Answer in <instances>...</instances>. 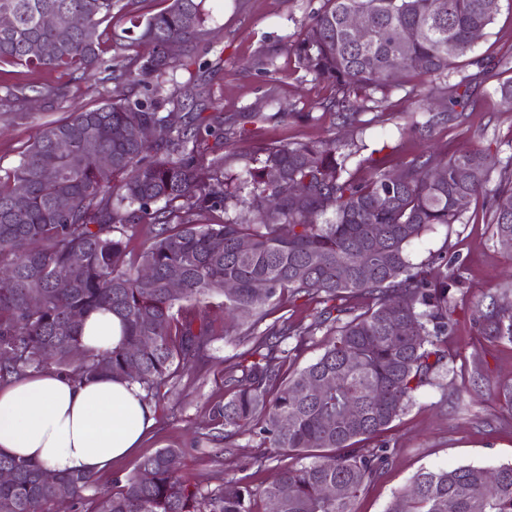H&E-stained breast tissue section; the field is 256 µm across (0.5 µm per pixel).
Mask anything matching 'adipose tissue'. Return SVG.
I'll list each match as a JSON object with an SVG mask.
<instances>
[{
    "label": "adipose tissue",
    "mask_w": 512,
    "mask_h": 512,
    "mask_svg": "<svg viewBox=\"0 0 512 512\" xmlns=\"http://www.w3.org/2000/svg\"><path fill=\"white\" fill-rule=\"evenodd\" d=\"M124 341L116 315L98 310L87 317L85 351L102 354ZM155 424L144 389L126 379L78 382L51 368L0 384V455L53 472L95 475L131 455Z\"/></svg>",
    "instance_id": "adipose-tissue-1"
}]
</instances>
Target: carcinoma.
Wrapping results in <instances>:
<instances>
[{"mask_svg": "<svg viewBox=\"0 0 512 512\" xmlns=\"http://www.w3.org/2000/svg\"><path fill=\"white\" fill-rule=\"evenodd\" d=\"M168 2L136 24L128 44L149 48L122 65L141 95L46 123L18 162L0 169V381L53 365L78 381L125 378L155 396L207 356L215 323L190 308L219 299L224 338L241 325L249 344L224 367V399L212 406L211 424L224 431L226 448L244 434L257 439L265 452L253 464L274 466L276 476L259 487L248 475L226 477L205 492L170 464L178 450L161 448L116 476L112 494L85 498L92 477L82 472L59 476L64 496L41 482L43 468L1 457L0 469L15 471V479L0 483V512H47L65 498L81 512H268L275 498L278 512H353L357 493L391 461L383 434L446 358L451 289L464 285L447 253L414 264L408 248L434 226L459 222L460 197L486 199L493 235L512 240V162L495 181L481 149L447 150L436 162L422 152L394 183L373 155L361 156L366 144L334 136L262 147L244 156L241 171H227L218 154L227 141L224 113L204 118L192 101L175 125L163 113L174 67L164 46L178 42L183 66L202 65L205 23L204 0ZM486 3L323 0L289 52L335 89L326 109L355 135L366 126L361 114L380 107L378 95L412 76L443 85L446 111L424 122L409 115V129L428 136L469 101L462 59L474 50L473 35L495 19ZM116 7L117 0H0V13L14 18L0 31V65L93 75L99 29L112 28ZM47 13H82L86 28L43 57L32 45L56 38L42 23ZM350 13L367 18L365 40L348 32ZM392 56L401 61L396 70ZM240 118L242 135L248 123L311 116ZM144 126L155 130L147 141L139 138ZM101 153L112 164H100ZM50 165L57 176L47 180L42 170ZM365 165L372 174L361 179L356 172ZM141 224L152 226V237L135 254L128 238ZM75 253L84 263L73 275ZM144 269L151 279L140 276ZM70 274V288L55 287ZM173 276L182 284L177 291L169 288ZM298 300L312 307L307 325L286 316V303ZM98 309L121 319L125 344L77 364L83 322ZM478 319L484 335L512 342L511 307L494 304ZM322 329L332 335L323 353L291 368ZM313 378L325 385L320 395L309 391ZM349 406L358 414L344 415ZM286 456L298 464L277 465ZM327 483L341 486L338 497L321 494ZM450 503L453 512H512V465L422 470L386 512H448Z\"/></svg>", "mask_w": 512, "mask_h": 512, "instance_id": "carcinoma-1", "label": "carcinoma"}]
</instances>
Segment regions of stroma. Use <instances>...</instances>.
Wrapping results in <instances>:
<instances>
[{
    "instance_id": "1",
    "label": "stroma",
    "mask_w": 512,
    "mask_h": 512,
    "mask_svg": "<svg viewBox=\"0 0 512 512\" xmlns=\"http://www.w3.org/2000/svg\"><path fill=\"white\" fill-rule=\"evenodd\" d=\"M321 0H207L208 66L177 67L169 85L179 97L203 93L225 115L238 112H308L312 118L270 121L248 126L243 136H229L222 149L224 167L238 171L242 154L273 142L317 140L335 134V117L325 104L331 86L297 68L286 45L294 41L307 15ZM163 0H130L114 19V36L103 38L106 59L123 60L131 50L124 34L133 21L156 12ZM464 65L470 76V98L460 118L433 128L436 150L477 147L501 170L512 156V111L504 110L495 87L512 79V0H499L494 23L480 38ZM64 84V99L32 98L17 109L10 92L17 86ZM122 81L108 73L92 79L57 71L0 68V167L13 166L44 123L93 108L107 99L131 94ZM412 96L392 90L380 118L363 113L368 123L366 142L376 149L387 169L398 170L423 147L414 136L399 137L396 128L406 122ZM446 252L464 281L456 292L454 325L444 348L447 357L425 386L413 395L392 423L385 438L390 444L389 465L368 483L354 502L355 512H386L394 495L423 469H452L461 465L494 468L512 463V409L498 394L512 389V343L489 342L476 321V305L497 299L512 304V251L495 239L492 213L482 199L471 200L460 222L438 225L410 248L419 263ZM244 342L217 339L209 358L176 377L166 393L154 400L157 424L134 454L116 460L94 476L87 496L112 493L115 476L130 472L144 457L161 448L179 451L182 474L202 489H212L224 477L252 462L258 452L252 437L243 435L236 447L209 443L210 408L224 396L225 360L244 350Z\"/></svg>"
}]
</instances>
